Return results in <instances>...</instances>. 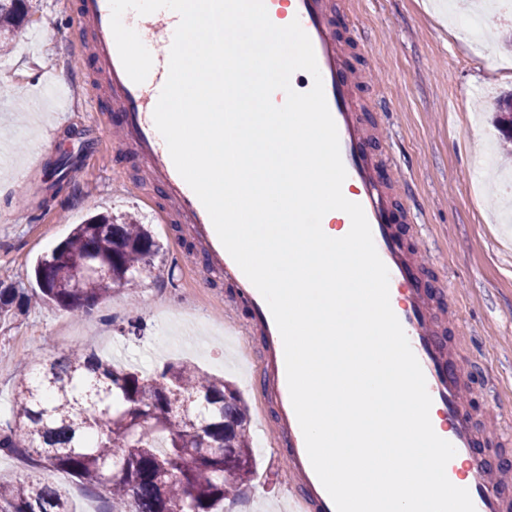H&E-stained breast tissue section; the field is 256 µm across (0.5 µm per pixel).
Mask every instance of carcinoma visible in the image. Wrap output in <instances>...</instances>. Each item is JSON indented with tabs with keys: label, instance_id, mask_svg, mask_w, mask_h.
I'll return each mask as SVG.
<instances>
[{
	"label": "carcinoma",
	"instance_id": "carcinoma-1",
	"mask_svg": "<svg viewBox=\"0 0 512 512\" xmlns=\"http://www.w3.org/2000/svg\"><path fill=\"white\" fill-rule=\"evenodd\" d=\"M28 2L0 0V49L21 36ZM498 124L512 144V96ZM160 250L135 216L92 215L37 261L38 291L0 284V317L38 301L87 313L153 276ZM87 266L102 272L74 279ZM37 366L39 378L18 382L12 417L0 422V452L68 474L106 500L103 512H224L252 481L249 409L224 379L182 361L142 375L80 348ZM0 512L71 509L65 488L30 476L0 481Z\"/></svg>",
	"mask_w": 512,
	"mask_h": 512
}]
</instances>
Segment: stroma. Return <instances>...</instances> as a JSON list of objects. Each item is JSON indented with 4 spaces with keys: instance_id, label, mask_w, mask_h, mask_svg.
Here are the masks:
<instances>
[{
    "instance_id": "1",
    "label": "stroma",
    "mask_w": 512,
    "mask_h": 512,
    "mask_svg": "<svg viewBox=\"0 0 512 512\" xmlns=\"http://www.w3.org/2000/svg\"><path fill=\"white\" fill-rule=\"evenodd\" d=\"M427 0H336L338 35L369 36L366 52L350 51L346 71L382 131L369 142L388 154L385 181L401 180L404 237L417 241L424 280L440 311L456 301L460 321L446 332L459 365L468 368L475 419L491 433H512V159L495 152L493 119L512 91V35L471 39L443 26ZM28 29L44 32L30 48L18 40L0 56V281L33 288L32 267L96 213L134 214L151 225L161 251L158 278L122 288L76 317L35 304L0 320V419L8 418L20 378L36 362L80 345L119 366L187 360L224 377L250 410L256 474L234 501L237 512H288V467L276 414L265 405L264 339L243 328L234 290L207 271L188 229L162 223V199L134 159L115 143L96 90V65L79 53L85 33L56 0H31ZM84 148L68 178L58 160L73 138ZM487 160L475 180L472 163ZM141 335L121 334L128 321Z\"/></svg>"
}]
</instances>
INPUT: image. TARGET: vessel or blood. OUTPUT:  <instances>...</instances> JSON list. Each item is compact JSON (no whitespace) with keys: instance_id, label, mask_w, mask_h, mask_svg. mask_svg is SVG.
I'll return each mask as SVG.
<instances>
[{"instance_id":"vessel-or-blood-1","label":"vessel or blood","mask_w":512,"mask_h":512,"mask_svg":"<svg viewBox=\"0 0 512 512\" xmlns=\"http://www.w3.org/2000/svg\"><path fill=\"white\" fill-rule=\"evenodd\" d=\"M264 3L273 24L285 26L299 21L311 39L347 171L342 192L348 200L361 204L365 212L376 250L389 270L391 308L425 375L432 399L430 415L435 419L433 429L456 449L446 467L447 477L454 485L468 490L476 512H512V502L500 490L498 472L477 452L489 434L474 423L468 409L466 394L470 375L452 367L454 351L442 338L431 299L414 278L416 250L390 223V211L399 187L379 183L373 177L377 160L364 150L370 132L343 70L345 42L331 25L332 6L329 0H264ZM78 14L92 34L91 51L105 75L104 93L116 115L114 127L119 146L130 147L136 156L149 161L152 177L168 202L165 221L176 218L188 225L192 235L201 241L211 266L224 274L235 288L237 298L247 305L252 325L268 340L269 381L263 395L276 409L279 442L288 449V473L294 481L293 496L298 503L295 512H336L307 455L290 400L283 342L272 313L222 245L203 204L177 172L154 123L153 112L168 76L178 14L168 9L145 16L132 11L124 14V24L136 30L153 58L149 75L140 84L131 81L121 63L110 26L109 0H78Z\"/></svg>"}]
</instances>
